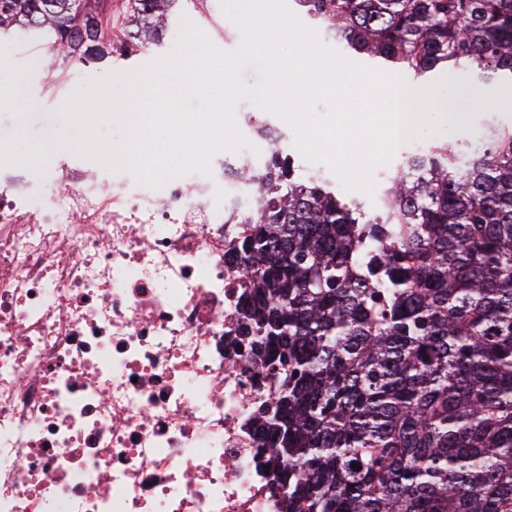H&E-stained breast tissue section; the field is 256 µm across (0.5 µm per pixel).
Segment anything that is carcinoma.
Returning <instances> with one entry per match:
<instances>
[{
	"instance_id": "1",
	"label": "carcinoma",
	"mask_w": 512,
	"mask_h": 512,
	"mask_svg": "<svg viewBox=\"0 0 512 512\" xmlns=\"http://www.w3.org/2000/svg\"><path fill=\"white\" fill-rule=\"evenodd\" d=\"M196 0H122L123 50ZM345 50L415 79L512 86V0H295ZM103 0H0V35L105 56ZM83 17V23L71 21ZM244 328L277 372L263 442L288 512H512V128L409 155L369 214L275 142L245 172Z\"/></svg>"
}]
</instances>
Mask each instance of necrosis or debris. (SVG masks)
Masks as SVG:
<instances>
[{"mask_svg": "<svg viewBox=\"0 0 512 512\" xmlns=\"http://www.w3.org/2000/svg\"><path fill=\"white\" fill-rule=\"evenodd\" d=\"M241 164L0 178V512H288L240 334Z\"/></svg>", "mask_w": 512, "mask_h": 512, "instance_id": "4bbe7bcc", "label": "necrosis or debris"}]
</instances>
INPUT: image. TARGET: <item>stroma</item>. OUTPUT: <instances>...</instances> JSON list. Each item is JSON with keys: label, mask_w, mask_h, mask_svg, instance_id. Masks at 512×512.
<instances>
[{"label": "stroma", "mask_w": 512, "mask_h": 512, "mask_svg": "<svg viewBox=\"0 0 512 512\" xmlns=\"http://www.w3.org/2000/svg\"><path fill=\"white\" fill-rule=\"evenodd\" d=\"M185 18L200 27L221 49L233 50L241 41L238 29L224 16L219 0H197L196 7L187 11ZM181 21L173 19L171 30L160 44L142 48L129 56L116 50L86 66L59 58L48 68L44 65L47 49L42 43L32 39L0 38V82L13 83L21 100L18 108L0 110V174H23L34 167L75 160L72 147L59 149L55 146L57 132H65L70 139L77 135L76 130L65 129L59 115L71 93L76 88L87 87L94 77L140 68L144 59L152 55L167 56L175 45ZM486 96L494 103L493 111L475 109L465 113L458 123L444 125L447 140L461 144L468 151L481 143L489 128L512 127V104L500 102L498 87H489ZM428 144V139L424 138L398 148L388 164L374 171L373 193L355 191L352 199L363 202L368 213L380 212L389 179L404 157Z\"/></svg>", "instance_id": "1"}]
</instances>
